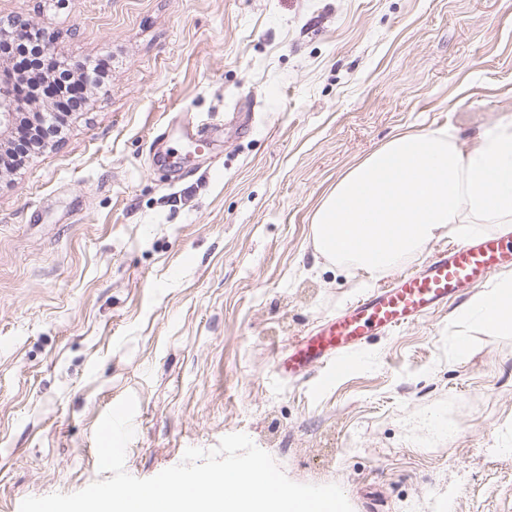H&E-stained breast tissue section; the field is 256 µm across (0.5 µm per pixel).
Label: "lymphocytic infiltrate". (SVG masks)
Here are the masks:
<instances>
[{
  "label": "lymphocytic infiltrate",
  "mask_w": 512,
  "mask_h": 512,
  "mask_svg": "<svg viewBox=\"0 0 512 512\" xmlns=\"http://www.w3.org/2000/svg\"><path fill=\"white\" fill-rule=\"evenodd\" d=\"M0 57L11 65L16 77L13 90L25 102L47 98L53 101L51 119L21 117L17 144L7 151L10 167L21 166L32 149L47 136L61 133L67 114L84 104L85 87H102L112 67L108 57L80 62L47 53L40 29L29 28L15 39L0 44Z\"/></svg>",
  "instance_id": "lymphocytic-infiltrate-1"
}]
</instances>
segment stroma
<instances>
[{"label": "stroma", "mask_w": 512, "mask_h": 512, "mask_svg": "<svg viewBox=\"0 0 512 512\" xmlns=\"http://www.w3.org/2000/svg\"><path fill=\"white\" fill-rule=\"evenodd\" d=\"M20 16L112 78L0 175V512L101 480L129 395L139 479L241 432L353 512H512V335L465 299L330 379L275 362L424 262L365 280L315 254L313 214L396 133L512 124V0H0Z\"/></svg>", "instance_id": "obj_1"}]
</instances>
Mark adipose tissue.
Returning a JSON list of instances; mask_svg holds the SVG:
<instances>
[{
	"instance_id": "adipose-tissue-1",
	"label": "adipose tissue",
	"mask_w": 512,
	"mask_h": 512,
	"mask_svg": "<svg viewBox=\"0 0 512 512\" xmlns=\"http://www.w3.org/2000/svg\"><path fill=\"white\" fill-rule=\"evenodd\" d=\"M512 231V125L484 129L472 149L438 127L385 142L341 177L317 207L313 246L367 278L447 235L485 225ZM499 335L512 334V283L466 306Z\"/></svg>"
}]
</instances>
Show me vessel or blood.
<instances>
[{"mask_svg":"<svg viewBox=\"0 0 512 512\" xmlns=\"http://www.w3.org/2000/svg\"><path fill=\"white\" fill-rule=\"evenodd\" d=\"M512 270V239L486 234L434 253L421 271L406 272L366 295L283 349L276 365L295 378L325 367L337 374L352 366L350 355L372 337L415 323L447 305L462 289L483 287L491 275Z\"/></svg>","mask_w":512,"mask_h":512,"instance_id":"obj_1","label":"vessel or blood"}]
</instances>
